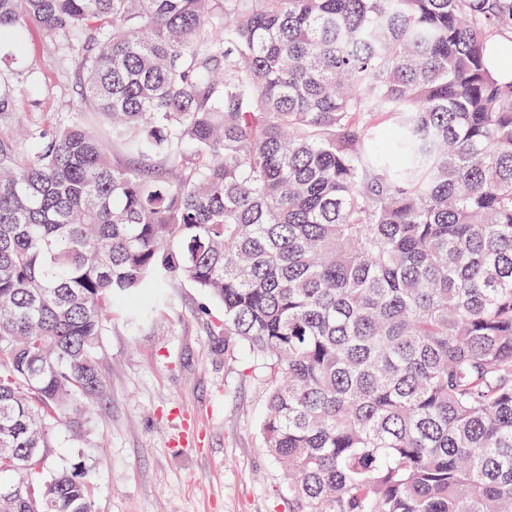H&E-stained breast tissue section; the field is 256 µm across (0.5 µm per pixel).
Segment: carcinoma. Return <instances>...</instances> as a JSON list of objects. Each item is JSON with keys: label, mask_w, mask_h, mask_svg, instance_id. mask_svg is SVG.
Wrapping results in <instances>:
<instances>
[{"label": "carcinoma", "mask_w": 512, "mask_h": 512, "mask_svg": "<svg viewBox=\"0 0 512 512\" xmlns=\"http://www.w3.org/2000/svg\"><path fill=\"white\" fill-rule=\"evenodd\" d=\"M32 24L100 126L0 136V512H92L54 429L178 279L289 512H512V0H0V50Z\"/></svg>", "instance_id": "carcinoma-1"}]
</instances>
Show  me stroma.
I'll list each match as a JSON object with an SVG mask.
<instances>
[{
	"instance_id": "1",
	"label": "stroma",
	"mask_w": 512,
	"mask_h": 512,
	"mask_svg": "<svg viewBox=\"0 0 512 512\" xmlns=\"http://www.w3.org/2000/svg\"><path fill=\"white\" fill-rule=\"evenodd\" d=\"M0 75L16 88L0 131L53 126L79 105V78L59 76L39 32L24 58L0 53ZM169 295L134 325L114 311L97 349L104 395L80 435L57 428L56 465L87 458L92 512H289L287 478L260 436L265 374L251 372L246 346L225 347L217 302L184 280Z\"/></svg>"
}]
</instances>
